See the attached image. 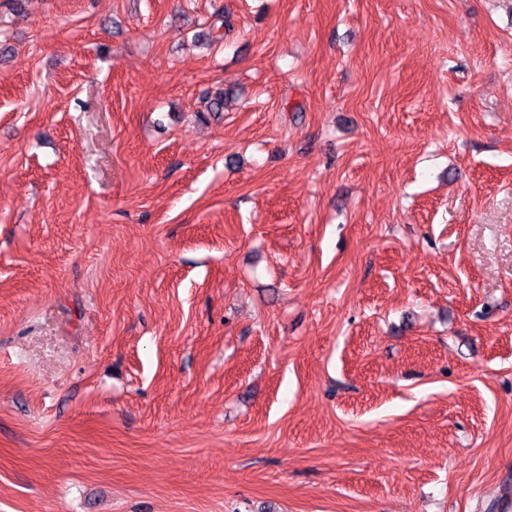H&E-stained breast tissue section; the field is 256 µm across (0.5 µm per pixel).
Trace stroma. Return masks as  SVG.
Instances as JSON below:
<instances>
[{"instance_id": "stroma-1", "label": "stroma", "mask_w": 512, "mask_h": 512, "mask_svg": "<svg viewBox=\"0 0 512 512\" xmlns=\"http://www.w3.org/2000/svg\"><path fill=\"white\" fill-rule=\"evenodd\" d=\"M0 512H512V0H0Z\"/></svg>"}]
</instances>
